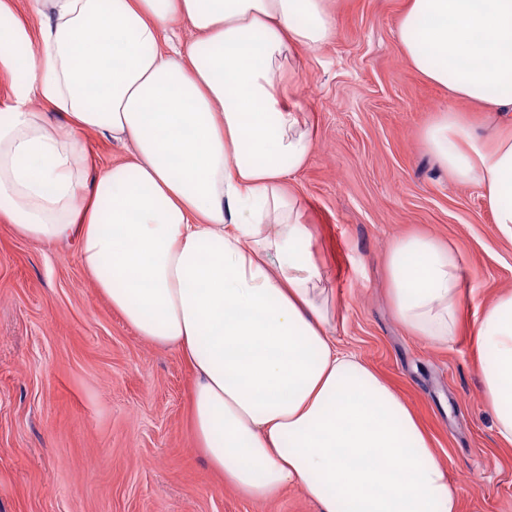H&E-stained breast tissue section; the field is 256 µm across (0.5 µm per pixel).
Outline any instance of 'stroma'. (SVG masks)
Instances as JSON below:
<instances>
[{"instance_id": "stroma-1", "label": "stroma", "mask_w": 512, "mask_h": 512, "mask_svg": "<svg viewBox=\"0 0 512 512\" xmlns=\"http://www.w3.org/2000/svg\"><path fill=\"white\" fill-rule=\"evenodd\" d=\"M406 0H328L336 36L289 63L313 149L288 181L339 307L336 344L397 388L432 439L459 512H512V445L486 406L464 302L447 346L411 335L389 299L394 239L458 255L464 287L512 290V237L479 191L451 182L422 134L453 109L476 133L512 112L449 98L395 36ZM193 375L144 341L84 273L72 242L35 243L0 223V512H318L295 486L268 504L224 485L194 446Z\"/></svg>"}]
</instances>
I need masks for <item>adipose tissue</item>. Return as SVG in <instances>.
<instances>
[{"label":"adipose tissue","mask_w":512,"mask_h":512,"mask_svg":"<svg viewBox=\"0 0 512 512\" xmlns=\"http://www.w3.org/2000/svg\"><path fill=\"white\" fill-rule=\"evenodd\" d=\"M0 0V221L70 239L101 294L194 373L190 421L225 486L268 503L291 486L321 512H458L456 490L406 400L336 346V307L288 179L313 140L288 104L286 62L335 35L325 0ZM191 37L172 42L173 20ZM398 43L449 97L512 112V0H407ZM92 132L128 159L95 166ZM450 179L512 230V134L478 140L456 111L426 129ZM95 181H87L89 167ZM401 325L454 342L479 312L484 401L512 444V291H463L452 249L396 238Z\"/></svg>","instance_id":"ef3b65f1"}]
</instances>
